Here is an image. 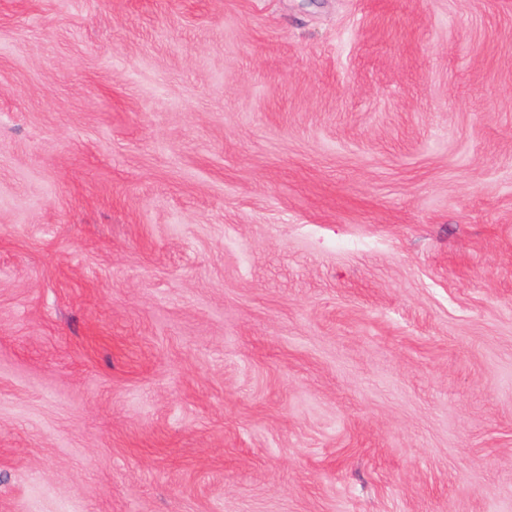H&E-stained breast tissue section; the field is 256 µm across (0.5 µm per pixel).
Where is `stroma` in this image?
Listing matches in <instances>:
<instances>
[{
	"mask_svg": "<svg viewBox=\"0 0 512 512\" xmlns=\"http://www.w3.org/2000/svg\"><path fill=\"white\" fill-rule=\"evenodd\" d=\"M0 512H512V0H0Z\"/></svg>",
	"mask_w": 512,
	"mask_h": 512,
	"instance_id": "1",
	"label": "stroma"
}]
</instances>
